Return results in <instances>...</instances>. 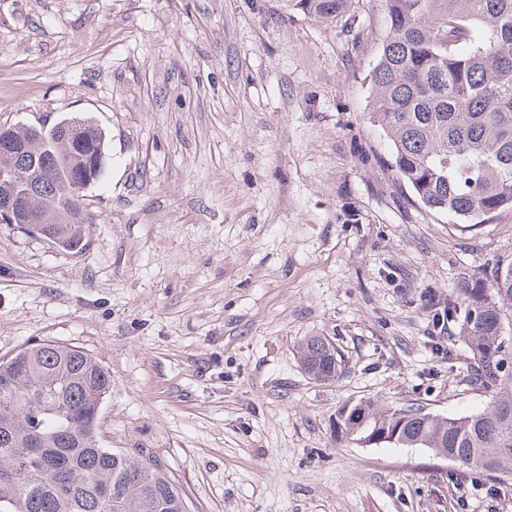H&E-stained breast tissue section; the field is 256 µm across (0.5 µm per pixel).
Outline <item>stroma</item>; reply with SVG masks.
Returning a JSON list of instances; mask_svg holds the SVG:
<instances>
[{"mask_svg":"<svg viewBox=\"0 0 512 512\" xmlns=\"http://www.w3.org/2000/svg\"><path fill=\"white\" fill-rule=\"evenodd\" d=\"M386 18L280 0H0V124L92 117L82 252L0 224V358L47 341L111 388L106 448H146L192 512H512V480L426 448L336 440L371 400L482 411L431 292L512 261V211L421 208L369 119ZM335 346V381L299 348ZM281 2L287 10L300 11L331 23L345 11L348 4V0H281ZM300 360L305 372L315 381L330 382L337 376L336 348L322 337H312L300 347Z\"/></svg>","mask_w":512,"mask_h":512,"instance_id":"1","label":"stroma"}]
</instances>
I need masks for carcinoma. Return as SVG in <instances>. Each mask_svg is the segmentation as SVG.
Returning a JSON list of instances; mask_svg holds the SVG:
<instances>
[{
    "instance_id": "1",
    "label": "carcinoma",
    "mask_w": 512,
    "mask_h": 512,
    "mask_svg": "<svg viewBox=\"0 0 512 512\" xmlns=\"http://www.w3.org/2000/svg\"><path fill=\"white\" fill-rule=\"evenodd\" d=\"M335 22L348 0H281ZM387 29L371 82L370 120L392 144V167L429 211L475 227L512 209V0H380ZM23 152L0 150V169L24 178L44 162L26 198L36 214L67 217L81 165L102 174L106 135L75 143L53 123L42 138L13 126ZM67 251L85 246V224H61ZM471 351L467 382L487 394L483 411L453 417L421 407L359 402L336 416L340 434L446 452L459 468L512 476V261L466 278L460 295L434 294ZM315 381L336 379V348L300 347ZM111 380L90 355L42 343L0 362V512H189L180 486L142 448H104L98 423Z\"/></svg>"
}]
</instances>
